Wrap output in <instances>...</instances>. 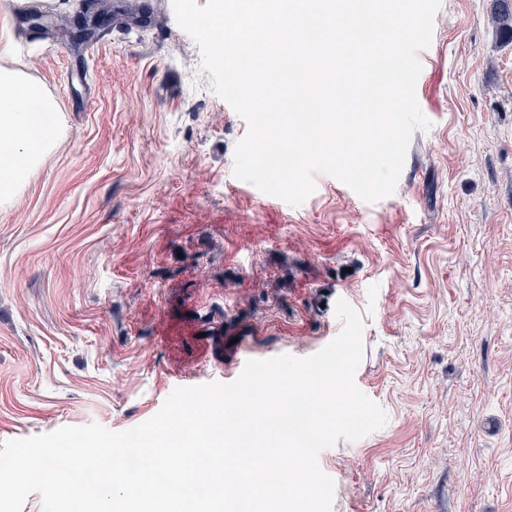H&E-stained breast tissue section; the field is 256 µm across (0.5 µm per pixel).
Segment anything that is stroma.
<instances>
[{"label":"stroma","instance_id":"obj_1","mask_svg":"<svg viewBox=\"0 0 512 512\" xmlns=\"http://www.w3.org/2000/svg\"><path fill=\"white\" fill-rule=\"evenodd\" d=\"M89 44L0 0V69L37 82L51 148L0 202V444L124 431L242 355L310 356L364 321L357 387L388 415L318 457L332 512H512V39L491 0H443L419 51L394 194L314 177L300 206L233 174L247 124L214 93L172 0ZM182 373L175 382L174 373Z\"/></svg>","mask_w":512,"mask_h":512}]
</instances>
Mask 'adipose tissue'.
I'll return each mask as SVG.
<instances>
[{
	"mask_svg": "<svg viewBox=\"0 0 512 512\" xmlns=\"http://www.w3.org/2000/svg\"><path fill=\"white\" fill-rule=\"evenodd\" d=\"M53 101L24 75L0 70V201L10 200L21 173L53 142Z\"/></svg>",
	"mask_w": 512,
	"mask_h": 512,
	"instance_id": "1",
	"label": "adipose tissue"
}]
</instances>
